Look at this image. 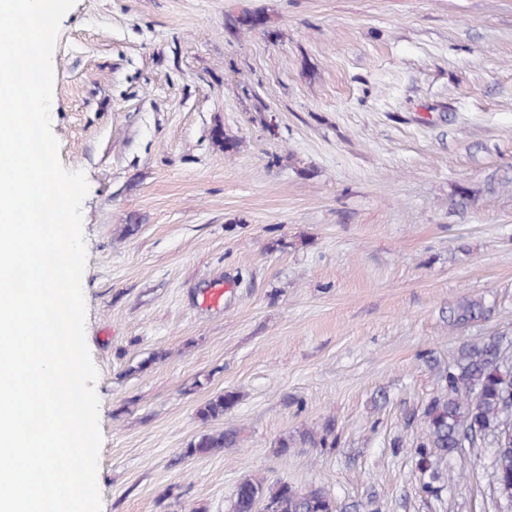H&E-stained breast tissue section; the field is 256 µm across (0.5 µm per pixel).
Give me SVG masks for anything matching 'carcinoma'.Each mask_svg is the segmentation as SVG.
<instances>
[{
    "label": "carcinoma",
    "instance_id": "1",
    "mask_svg": "<svg viewBox=\"0 0 512 512\" xmlns=\"http://www.w3.org/2000/svg\"><path fill=\"white\" fill-rule=\"evenodd\" d=\"M480 301L459 305L454 322L466 324L481 317ZM437 388L417 414L420 428L414 448L416 465L428 480L420 486L422 494L435 496L439 484L448 480V456L463 446L462 437L478 435L469 443L476 448L489 444L497 448L490 480L497 493L512 490V346L489 336L464 346L451 364L433 366ZM240 396L225 391L210 399L200 410L204 421L223 419L224 428L204 430L182 450L185 458L214 455L234 448L239 431L229 422ZM335 424L329 420L318 431L303 430L277 442V452L286 455L296 447L333 448ZM230 512H336V502L316 485L296 487L284 480L245 477L235 487Z\"/></svg>",
    "mask_w": 512,
    "mask_h": 512
}]
</instances>
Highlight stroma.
<instances>
[{
	"label": "stroma",
	"instance_id": "1",
	"mask_svg": "<svg viewBox=\"0 0 512 512\" xmlns=\"http://www.w3.org/2000/svg\"><path fill=\"white\" fill-rule=\"evenodd\" d=\"M53 68L89 183L102 512H229L249 475L337 512H512L491 446L435 497L410 453L430 360L512 340V0H77ZM328 418L335 447L276 454ZM228 422L237 447L182 458ZM240 396L235 391H224L210 399L200 410L199 415L204 421L224 419L229 420Z\"/></svg>",
	"mask_w": 512,
	"mask_h": 512
}]
</instances>
